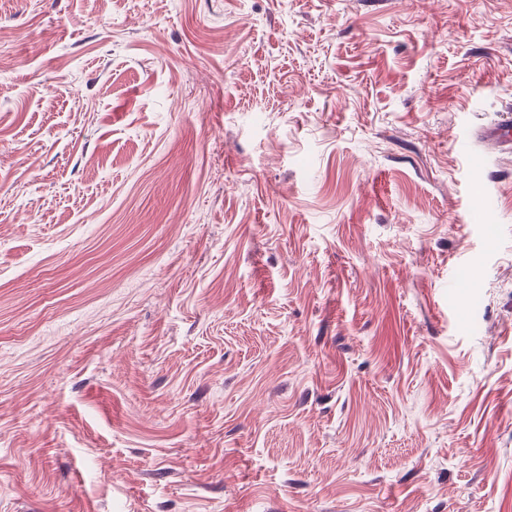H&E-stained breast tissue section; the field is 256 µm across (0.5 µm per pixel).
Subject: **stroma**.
I'll list each match as a JSON object with an SVG mask.
<instances>
[{"mask_svg": "<svg viewBox=\"0 0 512 512\" xmlns=\"http://www.w3.org/2000/svg\"><path fill=\"white\" fill-rule=\"evenodd\" d=\"M503 119L512 0H0V512H512Z\"/></svg>", "mask_w": 512, "mask_h": 512, "instance_id": "1", "label": "stroma"}]
</instances>
